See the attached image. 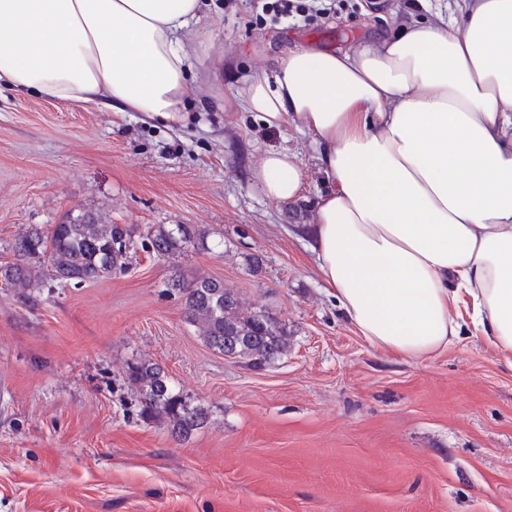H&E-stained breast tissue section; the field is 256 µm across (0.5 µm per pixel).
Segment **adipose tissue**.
Instances as JSON below:
<instances>
[{
    "mask_svg": "<svg viewBox=\"0 0 512 512\" xmlns=\"http://www.w3.org/2000/svg\"><path fill=\"white\" fill-rule=\"evenodd\" d=\"M201 0H0V88L174 124L192 95L187 30ZM333 51L276 50L224 103L311 137L328 185L303 226L318 271L360 334L409 359L447 349L451 310L512 355V0H455ZM251 179L280 204L305 171L263 152Z\"/></svg>",
    "mask_w": 512,
    "mask_h": 512,
    "instance_id": "obj_1",
    "label": "adipose tissue"
}]
</instances>
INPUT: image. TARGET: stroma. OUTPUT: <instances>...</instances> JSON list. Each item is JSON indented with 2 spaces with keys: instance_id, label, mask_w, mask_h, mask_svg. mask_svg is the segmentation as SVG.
I'll use <instances>...</instances> for the list:
<instances>
[{
  "instance_id": "35a3bbf8",
  "label": "stroma",
  "mask_w": 512,
  "mask_h": 512,
  "mask_svg": "<svg viewBox=\"0 0 512 512\" xmlns=\"http://www.w3.org/2000/svg\"><path fill=\"white\" fill-rule=\"evenodd\" d=\"M331 2L255 24L243 0H205L178 125L0 92V264L22 229L86 210L138 244L127 271L100 281L0 288V512H512V357L474 329L466 298L448 349L407 359L372 346L298 230L324 189L315 145L222 108L244 77L273 74L266 41L336 50L419 9ZM282 148L307 171L289 205L250 179L258 155ZM159 224L199 226L204 244L157 258L142 243ZM179 274L272 310L287 356L255 369L208 347L164 291ZM138 360L206 409L201 429L178 439L139 417L126 379Z\"/></svg>"
}]
</instances>
